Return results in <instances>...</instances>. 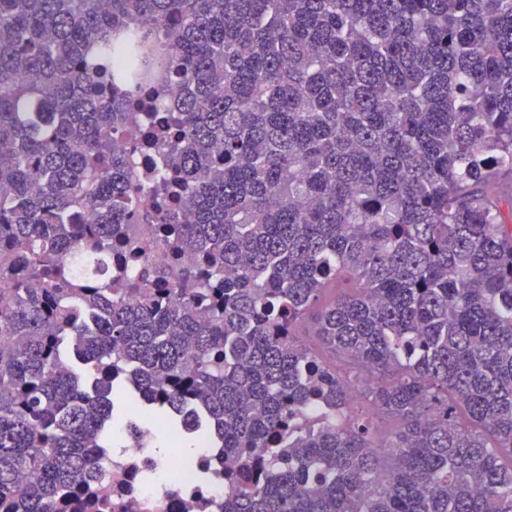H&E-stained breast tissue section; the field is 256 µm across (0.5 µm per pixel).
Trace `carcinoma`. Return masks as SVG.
<instances>
[{
  "label": "carcinoma",
  "instance_id": "1",
  "mask_svg": "<svg viewBox=\"0 0 512 512\" xmlns=\"http://www.w3.org/2000/svg\"><path fill=\"white\" fill-rule=\"evenodd\" d=\"M2 294L0 512H124L146 406L177 512H512V0H0ZM155 443L161 448L162 452L169 451L172 456H179L186 448L190 447L191 442L199 438L198 433L180 432L179 435H173L168 428L158 420L153 422ZM179 441L180 444H172V441Z\"/></svg>",
  "mask_w": 512,
  "mask_h": 512
}]
</instances>
